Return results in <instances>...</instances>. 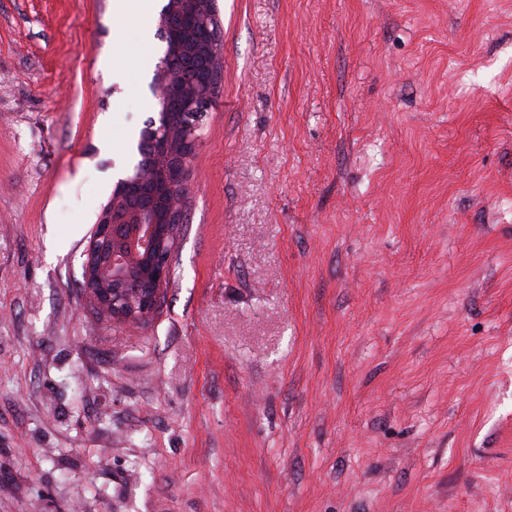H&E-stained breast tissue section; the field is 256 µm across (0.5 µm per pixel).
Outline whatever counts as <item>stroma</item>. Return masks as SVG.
I'll use <instances>...</instances> for the list:
<instances>
[{
  "mask_svg": "<svg viewBox=\"0 0 512 512\" xmlns=\"http://www.w3.org/2000/svg\"><path fill=\"white\" fill-rule=\"evenodd\" d=\"M0 0V512H512V0H216L160 314L83 253L136 14Z\"/></svg>",
  "mask_w": 512,
  "mask_h": 512,
  "instance_id": "obj_1",
  "label": "stroma"
}]
</instances>
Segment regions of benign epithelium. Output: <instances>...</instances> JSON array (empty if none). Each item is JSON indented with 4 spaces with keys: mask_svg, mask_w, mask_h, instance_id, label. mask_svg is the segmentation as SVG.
Instances as JSON below:
<instances>
[{
    "mask_svg": "<svg viewBox=\"0 0 512 512\" xmlns=\"http://www.w3.org/2000/svg\"><path fill=\"white\" fill-rule=\"evenodd\" d=\"M211 0H170L161 18L162 32L179 29L172 51L191 45L210 71L221 68L216 48L217 18ZM159 119L144 130L150 151L113 190L97 217L83 263L82 290L96 309L115 324L142 323L155 317L162 292L170 280L171 256L183 223L182 196L172 197L164 209L156 207V188L186 181L198 145L201 117L216 107V87L207 73L169 81L159 69L152 85ZM196 105L191 112H173L174 103Z\"/></svg>",
    "mask_w": 512,
    "mask_h": 512,
    "instance_id": "obj_1",
    "label": "benign epithelium"
}]
</instances>
